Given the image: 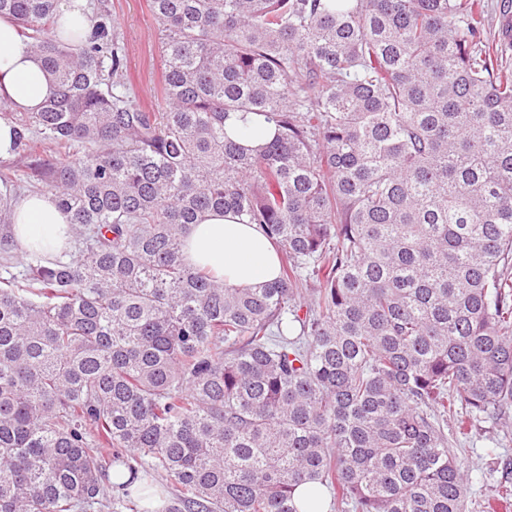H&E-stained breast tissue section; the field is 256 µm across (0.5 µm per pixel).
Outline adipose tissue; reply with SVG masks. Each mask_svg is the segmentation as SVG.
I'll return each instance as SVG.
<instances>
[{
    "mask_svg": "<svg viewBox=\"0 0 512 512\" xmlns=\"http://www.w3.org/2000/svg\"><path fill=\"white\" fill-rule=\"evenodd\" d=\"M55 92L18 23L0 17V105L12 112H37ZM13 222L20 243L59 250L66 240L69 216L58 207L54 195L45 192L25 197L13 211ZM187 257L238 287L275 279L279 272L278 255L257 225L237 223L231 214L219 211L201 214L192 225Z\"/></svg>",
    "mask_w": 512,
    "mask_h": 512,
    "instance_id": "obj_1",
    "label": "adipose tissue"
}]
</instances>
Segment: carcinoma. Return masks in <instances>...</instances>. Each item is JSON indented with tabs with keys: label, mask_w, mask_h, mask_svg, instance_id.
<instances>
[{
	"label": "carcinoma",
	"mask_w": 512,
	"mask_h": 512,
	"mask_svg": "<svg viewBox=\"0 0 512 512\" xmlns=\"http://www.w3.org/2000/svg\"><path fill=\"white\" fill-rule=\"evenodd\" d=\"M150 2L162 112L105 5L75 52L60 0H0L56 86L3 113L16 154L86 147L45 170L68 260L19 248L0 172V512H300L307 484L310 510L467 512L444 424L512 418V67L484 0ZM235 112L260 121L232 138ZM209 210L278 277L189 264Z\"/></svg>",
	"instance_id": "1"
}]
</instances>
